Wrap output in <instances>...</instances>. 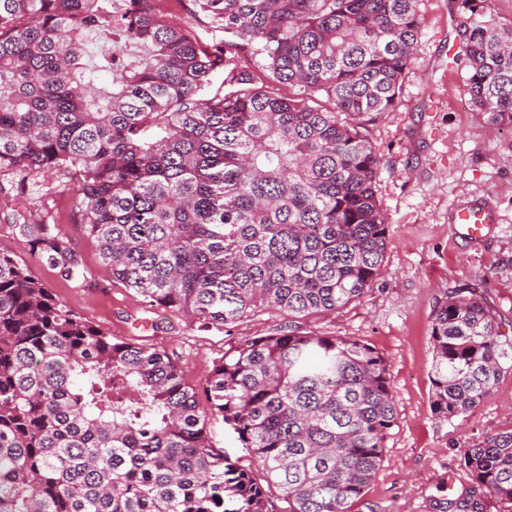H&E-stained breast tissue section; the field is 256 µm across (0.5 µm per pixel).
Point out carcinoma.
<instances>
[{
	"label": "carcinoma",
	"instance_id": "carcinoma-1",
	"mask_svg": "<svg viewBox=\"0 0 512 512\" xmlns=\"http://www.w3.org/2000/svg\"><path fill=\"white\" fill-rule=\"evenodd\" d=\"M114 2L0 0V175L21 194L33 177L66 180L113 283L200 328L360 298L381 275L388 224L359 119L397 104L416 0H193L233 37L213 49L157 0H128L120 16ZM482 2L463 0L466 86L477 111L511 120L512 29ZM226 67L234 90L204 97ZM17 228L63 278H85L55 225ZM431 340L443 418L512 371V341L473 292L439 302ZM203 397L262 479L208 443ZM396 414L367 343L291 326L245 337L199 391L167 352L112 338L0 253V512H277L274 492L288 512H351ZM463 460L512 503V429Z\"/></svg>",
	"mask_w": 512,
	"mask_h": 512
}]
</instances>
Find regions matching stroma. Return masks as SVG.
I'll return each mask as SVG.
<instances>
[{
	"instance_id": "stroma-1",
	"label": "stroma",
	"mask_w": 512,
	"mask_h": 512,
	"mask_svg": "<svg viewBox=\"0 0 512 512\" xmlns=\"http://www.w3.org/2000/svg\"><path fill=\"white\" fill-rule=\"evenodd\" d=\"M174 24L208 45L223 32L192 0H159ZM418 46L394 111L367 122L381 159L376 197L388 224L382 273L343 310L298 319L301 331L357 339L384 358L397 415L383 460L352 512H512L480 487L464 465L465 448L512 429V373L468 413L448 420L432 413L431 324L434 310L455 291L469 289L494 314L502 339L512 341V121L476 111L467 92L461 31L469 18L462 0H418ZM489 202L498 218L489 236L473 242L451 224L461 204ZM48 219L67 237L86 272L69 281L31 254L13 226L15 213ZM0 252L26 263L51 292L81 318L112 336L172 355L192 385L204 386L224 351L245 336H264L287 324L263 310L224 330L203 331L186 316L146 309L132 290L112 282L96 242L77 224L71 188L38 177L17 194L0 177ZM207 437L238 466L254 462L232 426L211 415Z\"/></svg>"
}]
</instances>
